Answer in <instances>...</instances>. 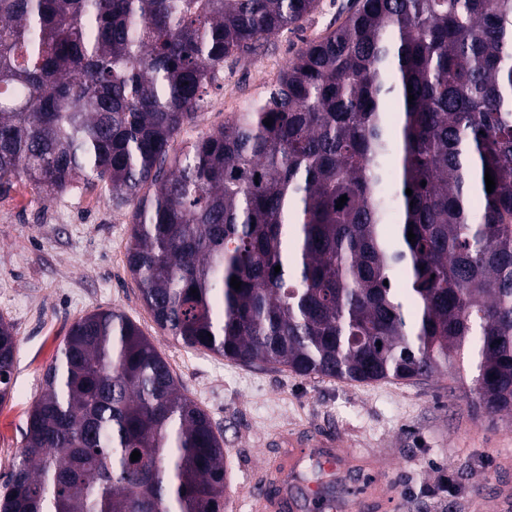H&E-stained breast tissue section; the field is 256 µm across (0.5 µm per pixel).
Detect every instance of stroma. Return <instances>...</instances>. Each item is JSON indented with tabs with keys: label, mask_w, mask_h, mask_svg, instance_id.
Here are the masks:
<instances>
[{
	"label": "stroma",
	"mask_w": 512,
	"mask_h": 512,
	"mask_svg": "<svg viewBox=\"0 0 512 512\" xmlns=\"http://www.w3.org/2000/svg\"><path fill=\"white\" fill-rule=\"evenodd\" d=\"M354 0H319L296 28L254 54L229 59L173 152L259 99L308 43L345 20ZM130 209L106 191L77 184L45 198L27 180L0 196V318L18 341L12 398L0 406V482L23 446L28 410L42 375L78 317L96 308L124 312L155 343L184 391L224 437L225 512H253L251 495L272 472L289 435H323L369 454L398 498L397 512H500L512 486V418L472 406L470 378L440 373L420 381L296 375L276 365H244L184 347L143 305L127 268Z\"/></svg>",
	"instance_id": "stroma-1"
}]
</instances>
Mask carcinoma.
Masks as SVG:
<instances>
[{"label": "carcinoma", "mask_w": 512, "mask_h": 512, "mask_svg": "<svg viewBox=\"0 0 512 512\" xmlns=\"http://www.w3.org/2000/svg\"><path fill=\"white\" fill-rule=\"evenodd\" d=\"M317 2L0 0V195L81 181L132 207L128 269L188 348L361 383L468 371L511 414L512 0H357L170 153L224 60ZM16 349L0 318V406ZM226 472L154 343L97 309L43 374L0 512H224Z\"/></svg>", "instance_id": "carcinoma-1"}]
</instances>
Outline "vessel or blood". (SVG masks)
I'll return each mask as SVG.
<instances>
[{
  "label": "vessel or blood",
  "mask_w": 512,
  "mask_h": 512,
  "mask_svg": "<svg viewBox=\"0 0 512 512\" xmlns=\"http://www.w3.org/2000/svg\"><path fill=\"white\" fill-rule=\"evenodd\" d=\"M288 445L290 450L278 459L275 476L269 486L255 494L263 512H343L344 503L327 494L323 488L311 486L303 493H296L300 467L308 459L320 461L333 477L359 472L357 485L363 502L375 508L376 512H394L395 500L381 493L385 475L363 451L339 448L334 441L321 437L306 439L292 436Z\"/></svg>",
  "instance_id": "b4317fda"
}]
</instances>
